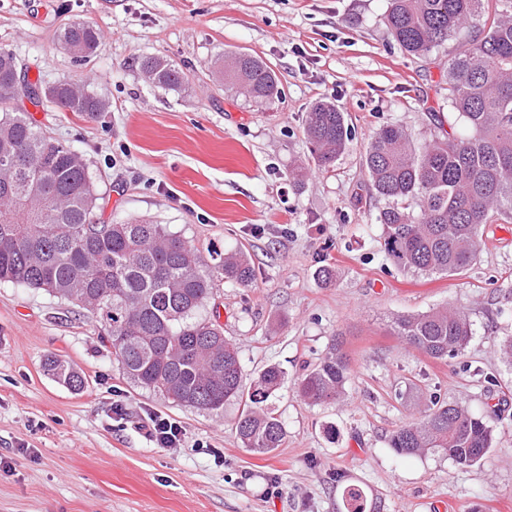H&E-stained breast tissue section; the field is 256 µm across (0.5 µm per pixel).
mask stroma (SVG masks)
<instances>
[{
  "mask_svg": "<svg viewBox=\"0 0 512 512\" xmlns=\"http://www.w3.org/2000/svg\"><path fill=\"white\" fill-rule=\"evenodd\" d=\"M388 0H0V46L30 81L89 83L110 103L89 119L45 103L34 120L90 162L101 220L149 217L201 251L244 248L256 285L218 281L203 309L219 313L247 379L286 373L268 405L285 438L269 455L243 448L241 412L183 407L133 386L90 319L44 292L0 283V512H342L359 485L378 512H512V365L497 348L512 336V224H490L477 261L453 276L395 266L384 250L361 159L377 129L403 125L431 140L438 123L467 128L448 108V60L469 32L425 57L404 55L385 24ZM93 24L101 44L74 62L57 33ZM242 52L277 74L263 105L227 90L214 59ZM143 56L177 63L193 89L154 87ZM345 113L354 137L328 169L304 135L314 102ZM302 180H295L296 167ZM335 278H318L323 266ZM448 306L473 336L435 360L393 336L396 316ZM342 340L351 358L343 401L311 405L296 380ZM85 379L57 382L47 356ZM437 398L494 427L491 450L463 468L448 456H401L388 445L414 404ZM121 404L115 418L113 404ZM180 421V448L155 447L148 413Z\"/></svg>",
  "mask_w": 512,
  "mask_h": 512,
  "instance_id": "35a3bbf8",
  "label": "stroma"
}]
</instances>
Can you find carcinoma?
<instances>
[{"instance_id": "cac0c4a2", "label": "carcinoma", "mask_w": 512, "mask_h": 512, "mask_svg": "<svg viewBox=\"0 0 512 512\" xmlns=\"http://www.w3.org/2000/svg\"><path fill=\"white\" fill-rule=\"evenodd\" d=\"M400 50L426 56L468 27L470 43L448 60V107L470 134L441 130L417 144L401 126L380 127L368 143L363 167L372 193L384 201L377 220L394 264L420 274L453 275L471 266L483 246L482 228L512 223V0H389L385 16ZM101 33L86 22L63 27L58 42L76 60L95 52ZM153 85L177 93L192 90L172 61H137ZM224 84L256 104L281 94L274 70L252 55L228 52L215 61ZM17 59L0 47V282L41 290L80 308L112 348L133 385L178 404L215 413L242 406L235 433L247 450L268 454L285 432L267 407L285 372L266 367L246 383L237 347L224 337L219 314L199 316L214 281L255 285L254 267L239 248L206 261L197 247L149 219L103 224L99 193L83 154L52 136L18 107ZM52 103L93 118L110 103L65 80ZM305 134L315 166H331L352 131L332 101L315 103ZM394 334L428 357L461 355L472 336L466 313L448 307L393 322ZM46 370L73 390L84 378L51 356ZM350 376L348 355L335 344L297 380L312 405L340 401ZM493 428L464 408L432 401L390 435L398 454L440 452L461 467L479 463L493 445ZM345 512H366L356 485L343 491Z\"/></svg>"}]
</instances>
